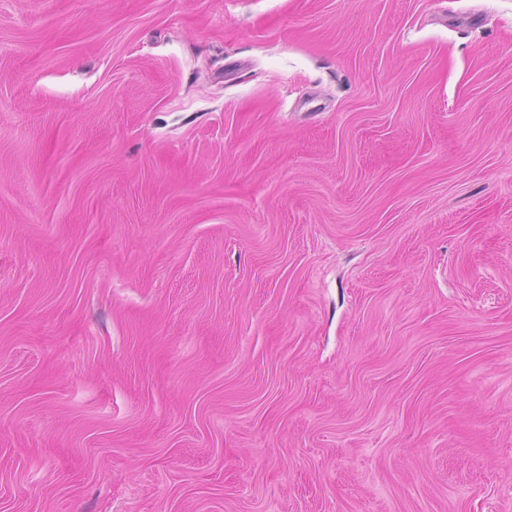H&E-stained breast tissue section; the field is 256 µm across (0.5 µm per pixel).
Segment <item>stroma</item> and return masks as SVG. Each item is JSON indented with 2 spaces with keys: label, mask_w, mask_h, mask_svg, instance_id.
<instances>
[{
  "label": "stroma",
  "mask_w": 512,
  "mask_h": 512,
  "mask_svg": "<svg viewBox=\"0 0 512 512\" xmlns=\"http://www.w3.org/2000/svg\"><path fill=\"white\" fill-rule=\"evenodd\" d=\"M0 512H512V0H0Z\"/></svg>",
  "instance_id": "stroma-1"
}]
</instances>
